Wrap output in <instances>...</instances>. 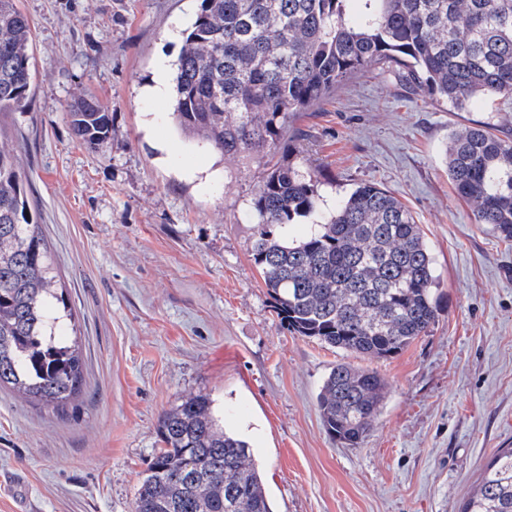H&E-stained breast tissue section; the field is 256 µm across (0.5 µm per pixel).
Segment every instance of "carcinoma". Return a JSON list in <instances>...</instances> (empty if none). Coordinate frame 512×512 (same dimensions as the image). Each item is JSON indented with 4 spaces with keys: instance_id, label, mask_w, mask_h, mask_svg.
Wrapping results in <instances>:
<instances>
[{
    "instance_id": "cac0c4a2",
    "label": "carcinoma",
    "mask_w": 512,
    "mask_h": 512,
    "mask_svg": "<svg viewBox=\"0 0 512 512\" xmlns=\"http://www.w3.org/2000/svg\"><path fill=\"white\" fill-rule=\"evenodd\" d=\"M33 58L17 0H0V112L25 107ZM377 65L464 110L476 97H512V0H200L176 64L174 118L229 162L262 161L288 127L349 75ZM69 122L88 149L110 117L79 94ZM448 177L474 221L512 239V136L485 124L448 135ZM318 171L291 161L256 193L252 258L280 323L344 354L392 358L438 315L435 259L412 212L375 184L325 213ZM304 219L310 232L289 240ZM56 274L30 217L17 150L0 140V389L66 405L83 385L73 344L56 334ZM387 393L375 370L336 363L317 397L323 425L355 446ZM162 446L131 512H275L250 444L224 429L207 394L189 393L158 420ZM460 512H512V448L482 472Z\"/></svg>"
}]
</instances>
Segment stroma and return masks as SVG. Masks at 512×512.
<instances>
[{
	"instance_id": "stroma-1",
	"label": "stroma",
	"mask_w": 512,
	"mask_h": 512,
	"mask_svg": "<svg viewBox=\"0 0 512 512\" xmlns=\"http://www.w3.org/2000/svg\"><path fill=\"white\" fill-rule=\"evenodd\" d=\"M199 5L19 0L34 79L0 137L21 156L84 381L59 408L0 391V512H130L161 413L198 392L251 445L277 512H459L512 448V241L475 223L444 148L461 124L512 132V99L460 111L402 68L371 67L293 123L325 211L359 184L384 187L416 216L440 277L428 334L370 361L389 393L349 446L317 405L342 352L280 324L252 259L264 165L224 162L178 128L173 93L149 91ZM79 92L111 117L92 151L67 118Z\"/></svg>"
}]
</instances>
